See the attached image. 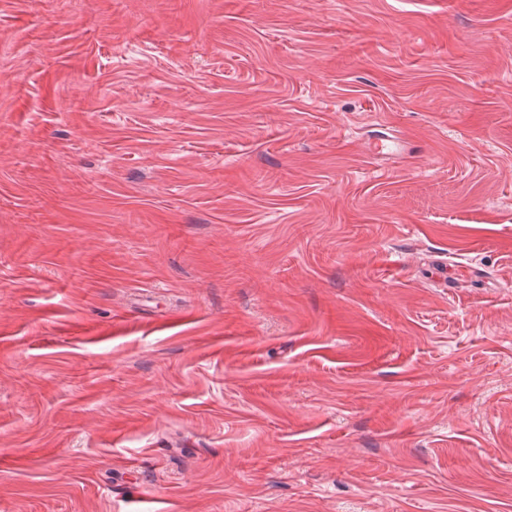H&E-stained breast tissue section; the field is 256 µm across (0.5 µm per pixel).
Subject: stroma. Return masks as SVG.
Returning <instances> with one entry per match:
<instances>
[{"label": "stroma", "instance_id": "stroma-1", "mask_svg": "<svg viewBox=\"0 0 512 512\" xmlns=\"http://www.w3.org/2000/svg\"><path fill=\"white\" fill-rule=\"evenodd\" d=\"M503 2L0 0V512H512ZM380 134L366 142V148L371 155L398 157L404 153L406 143L400 137L389 130Z\"/></svg>", "mask_w": 512, "mask_h": 512}]
</instances>
